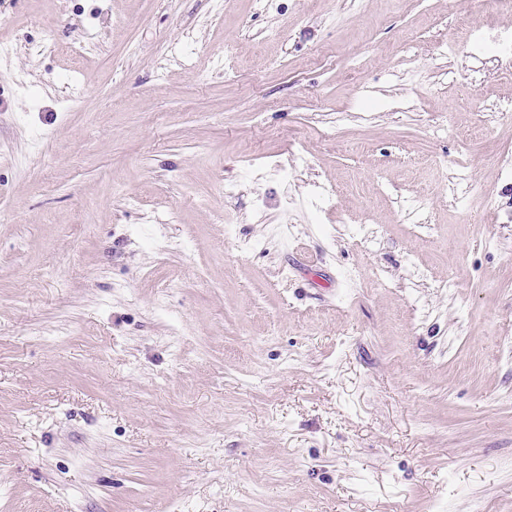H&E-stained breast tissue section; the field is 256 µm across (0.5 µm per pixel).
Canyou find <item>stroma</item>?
<instances>
[{
  "label": "stroma",
  "instance_id": "stroma-1",
  "mask_svg": "<svg viewBox=\"0 0 512 512\" xmlns=\"http://www.w3.org/2000/svg\"><path fill=\"white\" fill-rule=\"evenodd\" d=\"M509 26L0 0V512H512ZM482 50L491 53L501 67L512 68V29L487 32L484 36Z\"/></svg>",
  "mask_w": 512,
  "mask_h": 512
}]
</instances>
